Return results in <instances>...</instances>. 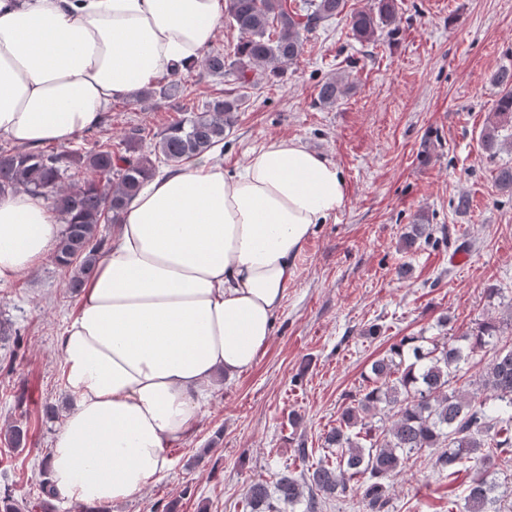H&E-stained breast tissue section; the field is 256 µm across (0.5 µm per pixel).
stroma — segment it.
I'll use <instances>...</instances> for the list:
<instances>
[{
  "instance_id": "stroma-1",
  "label": "stroma",
  "mask_w": 512,
  "mask_h": 512,
  "mask_svg": "<svg viewBox=\"0 0 512 512\" xmlns=\"http://www.w3.org/2000/svg\"><path fill=\"white\" fill-rule=\"evenodd\" d=\"M397 3L395 37L359 43L341 15L304 32V53L281 78L242 88L195 66L181 75L188 96L119 99L106 111L102 136L117 143L140 129V148L150 154L174 120L215 97L244 96L214 152L224 168L243 166L269 140L294 138L336 164L347 199L299 256L254 367L214 389L193 434L168 448L170 470L93 512H246L252 482L271 484L323 461L322 436L347 396L402 338L438 335L443 316L456 335L493 317L506 323L503 340L512 343V192L495 180L512 166V124L500 127L494 151L481 143L500 97L495 76L512 68V0ZM332 77L348 90L324 106L318 89ZM463 195L471 205L461 213ZM420 222L442 245L403 251L402 235ZM67 282L48 260L0 285V320L21 331L0 335V495L24 512H78L40 488L60 426L45 409L64 413L72 404L58 342L80 300ZM492 288L501 296L489 297ZM16 428L25 434L18 448ZM301 441L311 450L304 464L294 453ZM435 454L422 451L391 480L390 512H459L476 472L439 474Z\"/></svg>"
}]
</instances>
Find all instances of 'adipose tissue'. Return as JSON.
<instances>
[{"label": "adipose tissue", "instance_id": "adipose-tissue-1", "mask_svg": "<svg viewBox=\"0 0 512 512\" xmlns=\"http://www.w3.org/2000/svg\"><path fill=\"white\" fill-rule=\"evenodd\" d=\"M224 6L0 0V138L69 145L113 100L195 66ZM346 198L337 166L288 138L231 173L204 155L144 185L59 338L75 404L48 460L58 499L118 504L170 469L216 379L255 365L298 257ZM61 231L43 197L1 196L0 284L53 257Z\"/></svg>", "mask_w": 512, "mask_h": 512}]
</instances>
